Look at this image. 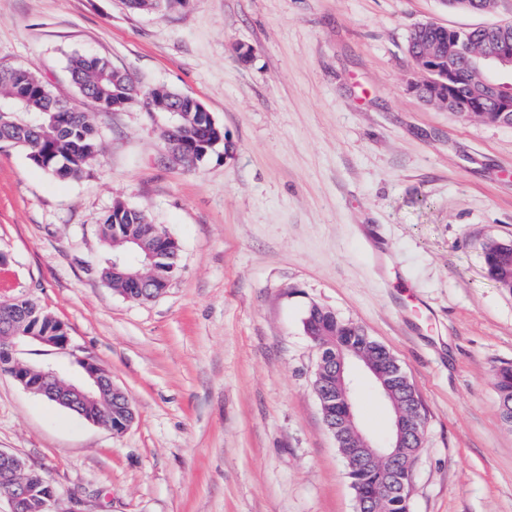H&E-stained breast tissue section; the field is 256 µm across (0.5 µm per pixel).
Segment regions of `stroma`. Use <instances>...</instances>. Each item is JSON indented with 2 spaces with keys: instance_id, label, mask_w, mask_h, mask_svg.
Listing matches in <instances>:
<instances>
[{
  "instance_id": "obj_1",
  "label": "stroma",
  "mask_w": 512,
  "mask_h": 512,
  "mask_svg": "<svg viewBox=\"0 0 512 512\" xmlns=\"http://www.w3.org/2000/svg\"><path fill=\"white\" fill-rule=\"evenodd\" d=\"M512 22L445 0H0V67L30 66L78 108L66 59L99 56L143 86L196 98L230 152L169 164L170 113L97 117L88 177L55 178L0 145V301L53 312L70 343L20 346L33 366L108 370L132 401L124 432L87 422L0 373V448L43 470L54 512H355L312 388V305L364 327L421 397L425 442L408 512H512V427L493 369L512 362V294L486 240H512V126L423 101L407 40L419 24ZM251 47L241 62L238 46ZM180 247L165 292L138 304L100 277L98 226L116 202ZM427 305L413 322L397 280ZM360 426L389 414L353 367Z\"/></svg>"
}]
</instances>
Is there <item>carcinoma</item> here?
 I'll use <instances>...</instances> for the list:
<instances>
[{
	"mask_svg": "<svg viewBox=\"0 0 512 512\" xmlns=\"http://www.w3.org/2000/svg\"><path fill=\"white\" fill-rule=\"evenodd\" d=\"M133 12L166 13L175 9L172 0H125ZM67 71L80 96L92 105L90 110H80L69 104L54 106L55 96L49 85L33 68L15 67L0 69V101L6 108L0 110V142L7 141L26 150L27 157L47 174L77 181L87 176L90 167L102 151L97 134L96 114L121 109L141 101L150 106L153 91L134 84L127 74L118 70L102 57L74 54L67 60ZM182 112L176 117L177 132L190 145L208 144L213 152L224 140L221 126L206 127L199 112L192 106L191 96H185ZM101 238L110 251L119 252L128 246L127 236L139 235L147 244L165 254L164 261L149 277L142 288L112 278L109 264L101 267V277L123 297L143 295L157 297L179 271V245L171 236L159 241L153 237L151 224L140 210L117 202L102 218ZM488 277L497 287L512 293V243L490 239L482 246ZM30 319L21 332L34 336H63V323L51 312L32 303ZM304 331L319 346L346 344L360 346L363 350L380 356L376 340L366 335L360 325L344 320L332 310L313 305L303 320ZM0 371L11 375L19 373L28 381L39 380V369L22 364L8 355L6 344L0 345ZM495 388L502 420L512 425V363H503L494 369ZM24 481L31 494L29 512H42L41 501L54 489L47 474L31 470L24 474Z\"/></svg>",
	"mask_w": 512,
	"mask_h": 512,
	"instance_id": "carcinoma-1",
	"label": "carcinoma"
}]
</instances>
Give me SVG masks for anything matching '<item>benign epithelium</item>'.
<instances>
[{
  "mask_svg": "<svg viewBox=\"0 0 512 512\" xmlns=\"http://www.w3.org/2000/svg\"><path fill=\"white\" fill-rule=\"evenodd\" d=\"M496 35L489 41L472 48L459 30H450L446 41L438 46L427 48V60L431 65L425 67L428 72L446 71L444 81L436 84L432 102L448 108V111L459 116H471L485 111L484 101L493 104V111L508 115L512 124V81L502 79V75H512V25L501 24L495 27ZM466 61L470 70L468 89H463L461 75L456 62ZM181 97L170 94L167 89H157L153 100V108L159 112L177 113L181 111ZM171 137L164 145L167 158L178 166L195 163L194 153L173 130H168ZM129 240L143 247L145 260L129 253L112 255V271L123 273L126 270L144 264L156 265L162 256L152 247H144L142 239L129 237ZM28 302L25 299H13L7 302V308L0 311V327L10 331L5 337L10 350H15V339L19 333L22 315ZM384 360L378 361L365 357L353 350H338L334 353L323 352L319 365L327 372L329 383L320 399L329 395L344 407L336 420V424L328 427L336 441L337 447L343 450L348 471L360 474L375 469L382 474L381 481L368 493L357 499L358 512H369L374 503L389 499H406L411 489V471L419 452L416 440L419 438L418 419L411 418L398 405L396 390L403 388L413 391L411 381L397 362L396 357L386 347L381 346ZM358 361L370 372L377 393L385 399L392 411V424L389 438L383 444L374 442L358 426L354 411L358 396V385L349 370V365ZM83 370V379L77 383L60 381L59 374L50 366L42 368L40 380L32 384L23 377H16L26 390L41 394L50 402L63 408L77 412L86 421L99 423L95 408L96 394L108 393L117 399L126 397V393L112 383V375L98 364L79 360Z\"/></svg>",
  "mask_w": 512,
  "mask_h": 512,
  "instance_id": "7a95c632",
  "label": "benign epithelium"
}]
</instances>
